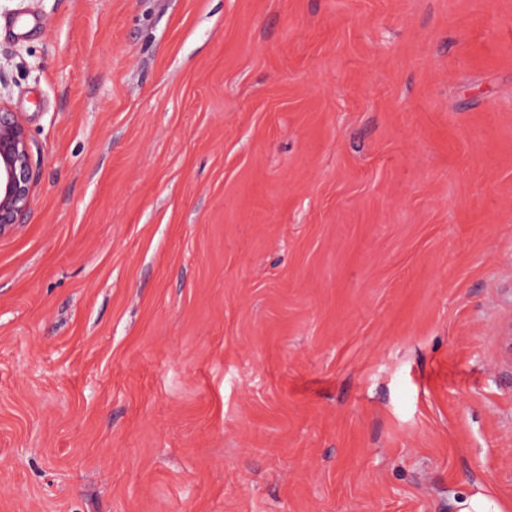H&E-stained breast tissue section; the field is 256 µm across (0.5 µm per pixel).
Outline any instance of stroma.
<instances>
[{
    "label": "stroma",
    "instance_id": "stroma-1",
    "mask_svg": "<svg viewBox=\"0 0 512 512\" xmlns=\"http://www.w3.org/2000/svg\"><path fill=\"white\" fill-rule=\"evenodd\" d=\"M0 512H512V0H0ZM0 71V237L22 224L30 207L34 170L25 123L4 101Z\"/></svg>",
    "mask_w": 512,
    "mask_h": 512
}]
</instances>
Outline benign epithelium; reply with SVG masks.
Listing matches in <instances>:
<instances>
[{
    "instance_id": "benign-epithelium-1",
    "label": "benign epithelium",
    "mask_w": 512,
    "mask_h": 512,
    "mask_svg": "<svg viewBox=\"0 0 512 512\" xmlns=\"http://www.w3.org/2000/svg\"><path fill=\"white\" fill-rule=\"evenodd\" d=\"M34 170L25 123L0 95V237L22 223L30 207Z\"/></svg>"
}]
</instances>
